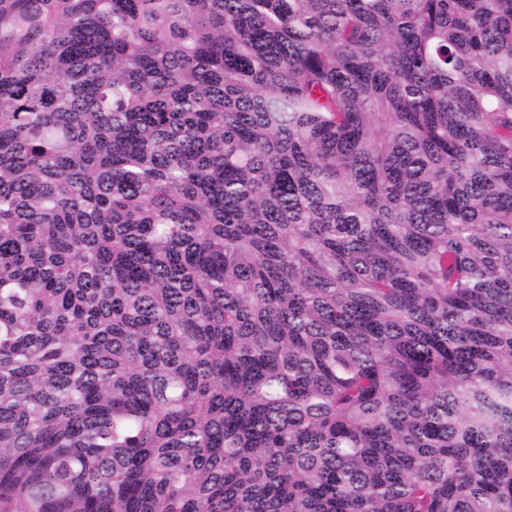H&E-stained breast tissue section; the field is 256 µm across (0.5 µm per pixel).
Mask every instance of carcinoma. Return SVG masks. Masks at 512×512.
Instances as JSON below:
<instances>
[{
  "label": "carcinoma",
  "mask_w": 512,
  "mask_h": 512,
  "mask_svg": "<svg viewBox=\"0 0 512 512\" xmlns=\"http://www.w3.org/2000/svg\"><path fill=\"white\" fill-rule=\"evenodd\" d=\"M0 512H512V0H0Z\"/></svg>",
  "instance_id": "1"
}]
</instances>
